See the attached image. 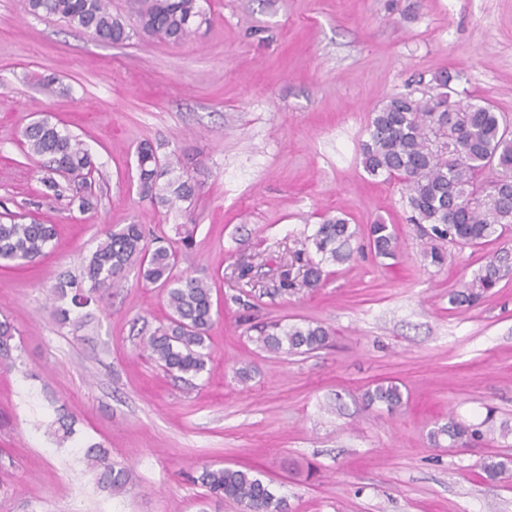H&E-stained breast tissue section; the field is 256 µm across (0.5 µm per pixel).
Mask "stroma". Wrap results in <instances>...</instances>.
<instances>
[{"label":"stroma","instance_id":"1","mask_svg":"<svg viewBox=\"0 0 512 512\" xmlns=\"http://www.w3.org/2000/svg\"><path fill=\"white\" fill-rule=\"evenodd\" d=\"M190 41L107 45L27 0H0V221L55 225L35 263L0 265V512H245L190 481L205 467L252 468L290 512H512V483L484 480L512 457V275L473 307L450 304L512 229L478 246L447 245L430 264L397 181L369 177L359 146L376 105L440 71L512 119V0H205ZM49 119L78 136L98 171L96 205L47 191L44 157L21 141ZM160 144L198 184L167 209L141 198L136 147ZM357 229L353 258L322 265L313 290L280 291L323 216ZM393 225L394 257L371 253L370 224ZM144 225L174 243L194 226L181 272L212 285L205 370L182 380L142 349L167 324L163 289L137 268L91 318L59 323L46 297L79 276L107 230ZM319 324L326 346L269 353L263 324ZM249 366L251 378L237 371ZM396 383L394 411L368 388ZM75 434L54 443L57 410ZM492 417L494 435L448 448L430 439L456 418ZM98 443L128 481L88 472Z\"/></svg>","mask_w":512,"mask_h":512}]
</instances>
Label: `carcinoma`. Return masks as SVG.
I'll return each mask as SVG.
<instances>
[{"mask_svg":"<svg viewBox=\"0 0 512 512\" xmlns=\"http://www.w3.org/2000/svg\"><path fill=\"white\" fill-rule=\"evenodd\" d=\"M138 31L148 37L173 43L190 40L207 21L198 0H134ZM35 16H55L105 44H122L131 38L124 19L112 14L109 0H29ZM459 76L440 73L427 90L389 97L376 106L367 125V139L360 146V164L367 175L385 181L399 180L407 193L410 223L426 224L424 255L441 266L448 255L441 242L480 245L499 239L512 227V125L487 101L468 96L454 86ZM28 150L50 156L48 170L68 175L77 183L78 208L93 206L92 184L96 163L78 137L59 129L47 119L23 131ZM137 187L141 197L162 206L188 201L195 185L175 174L170 158L149 141L136 150ZM356 231L342 216L323 219L309 236L320 261L309 263L301 287L316 288L323 261L344 264L352 259L350 241ZM56 238L55 227L32 221L0 222V262L32 263ZM370 249L378 257L395 255L399 242L392 226L378 223L368 231ZM193 231L185 230L180 246L149 240L140 224L110 230L97 245L82 277L66 278L51 294L70 298L75 307L96 302L130 266L139 267L142 278L166 290L172 316L167 325L149 333L144 350L168 373L195 377L206 367L208 331L213 325L212 289L202 278L176 274L180 253L192 249ZM512 268V255H494L464 288L453 294L456 306L478 304L494 293L505 272ZM328 330L321 325H283L274 322L260 331L257 341L268 351L303 353L325 345ZM368 403H379L393 411L403 403V393L393 382L379 383L365 392ZM58 441L72 434V424L63 414L49 425ZM493 432L491 418L473 426L454 419L432 434L448 438V447L467 445ZM90 470L99 481L120 488L127 471L112 465L109 453L92 445L85 453ZM485 479L512 480V461L506 458L483 463ZM192 482L209 492L241 503L246 512H288V504L277 496L260 473L232 467H205Z\"/></svg>","mask_w":512,"mask_h":512,"instance_id":"carcinoma-1","label":"carcinoma"}]
</instances>
